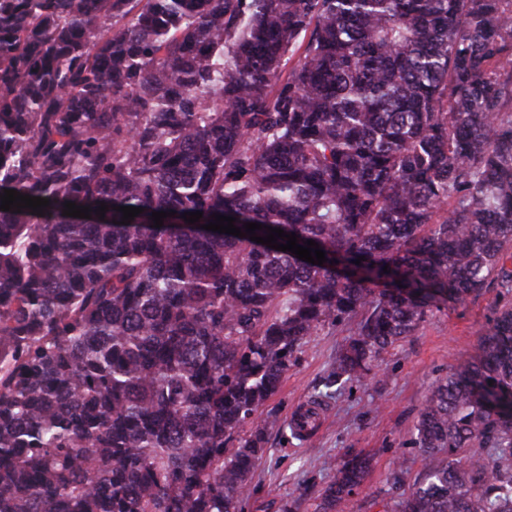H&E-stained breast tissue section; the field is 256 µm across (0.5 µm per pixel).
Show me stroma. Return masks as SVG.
I'll use <instances>...</instances> for the list:
<instances>
[{
  "label": "stroma",
  "mask_w": 512,
  "mask_h": 512,
  "mask_svg": "<svg viewBox=\"0 0 512 512\" xmlns=\"http://www.w3.org/2000/svg\"><path fill=\"white\" fill-rule=\"evenodd\" d=\"M502 298L496 283L476 295L428 313L411 336L390 348L371 373L346 383L326 400L325 419L314 436L293 435L290 414L322 391L337 352L348 342L346 326L328 325L310 336L261 408L277 422L266 432L242 512H314L316 499L349 455L371 456L361 487L341 512H396L422 467L412 439L426 395L436 379L479 352L480 338Z\"/></svg>",
  "instance_id": "obj_1"
}]
</instances>
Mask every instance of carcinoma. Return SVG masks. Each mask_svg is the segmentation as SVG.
Returning <instances> with one entry per match:
<instances>
[{"label":"carcinoma","mask_w":512,"mask_h":512,"mask_svg":"<svg viewBox=\"0 0 512 512\" xmlns=\"http://www.w3.org/2000/svg\"><path fill=\"white\" fill-rule=\"evenodd\" d=\"M6 189L50 205L0 210V512H238L307 338L355 320L331 388L512 294V0H0ZM415 430L398 512H512L511 301Z\"/></svg>","instance_id":"cac0c4a2"}]
</instances>
